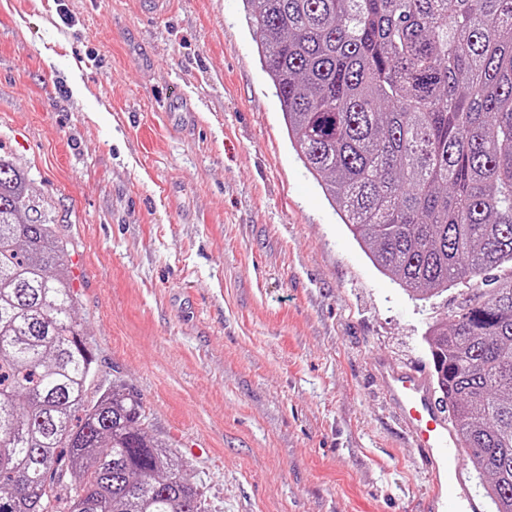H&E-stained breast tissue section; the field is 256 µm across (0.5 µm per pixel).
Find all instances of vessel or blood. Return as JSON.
Instances as JSON below:
<instances>
[{
	"label": "vessel or blood",
	"mask_w": 512,
	"mask_h": 512,
	"mask_svg": "<svg viewBox=\"0 0 512 512\" xmlns=\"http://www.w3.org/2000/svg\"><path fill=\"white\" fill-rule=\"evenodd\" d=\"M157 105L178 114L181 122L196 121L195 100L178 90L167 92ZM385 387L399 421L428 469L431 490L426 512H484L482 501L470 491L465 450L435 396L429 374L393 369L387 374Z\"/></svg>",
	"instance_id": "obj_1"
}]
</instances>
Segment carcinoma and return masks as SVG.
Here are the masks:
<instances>
[{
  "label": "carcinoma",
  "instance_id": "cac0c4a2",
  "mask_svg": "<svg viewBox=\"0 0 512 512\" xmlns=\"http://www.w3.org/2000/svg\"><path fill=\"white\" fill-rule=\"evenodd\" d=\"M244 2L294 150L381 274L423 299L512 263V0ZM67 257L0 157V512H205L134 392L86 400ZM425 341L473 470L512 512V279Z\"/></svg>",
  "mask_w": 512,
  "mask_h": 512
}]
</instances>
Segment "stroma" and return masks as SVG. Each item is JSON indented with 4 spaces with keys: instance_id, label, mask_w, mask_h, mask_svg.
I'll return each mask as SVG.
<instances>
[{
    "instance_id": "1",
    "label": "stroma",
    "mask_w": 512,
    "mask_h": 512,
    "mask_svg": "<svg viewBox=\"0 0 512 512\" xmlns=\"http://www.w3.org/2000/svg\"><path fill=\"white\" fill-rule=\"evenodd\" d=\"M0 0V156L67 242L94 386L138 394L207 512H424L377 360L476 296L380 274L292 148L242 0ZM199 99L182 129L156 109ZM157 106L164 112L178 113L179 121L187 124L196 122L197 104L195 100L173 88L157 102Z\"/></svg>"
}]
</instances>
